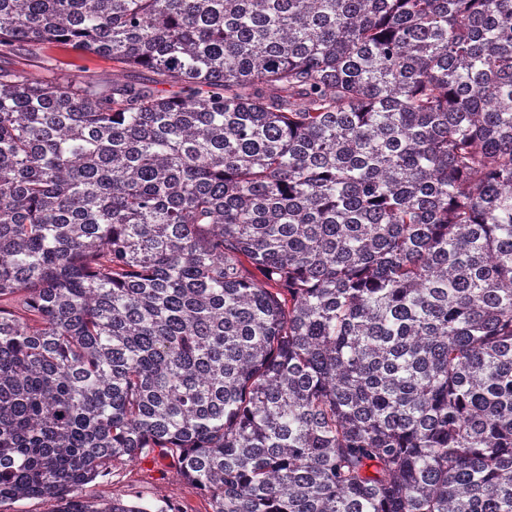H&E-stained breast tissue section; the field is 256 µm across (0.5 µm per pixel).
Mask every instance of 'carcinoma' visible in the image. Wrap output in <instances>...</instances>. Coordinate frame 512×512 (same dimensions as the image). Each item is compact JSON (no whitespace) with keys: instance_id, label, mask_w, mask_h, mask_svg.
Wrapping results in <instances>:
<instances>
[{"instance_id":"carcinoma-1","label":"carcinoma","mask_w":512,"mask_h":512,"mask_svg":"<svg viewBox=\"0 0 512 512\" xmlns=\"http://www.w3.org/2000/svg\"><path fill=\"white\" fill-rule=\"evenodd\" d=\"M2 57L0 508L151 512L88 485L158 450L212 512H512V0H0ZM50 54L56 59L57 70L64 74L77 65L83 69L82 75L90 79L112 80V61L92 55L79 56L71 52L51 50Z\"/></svg>"}]
</instances>
